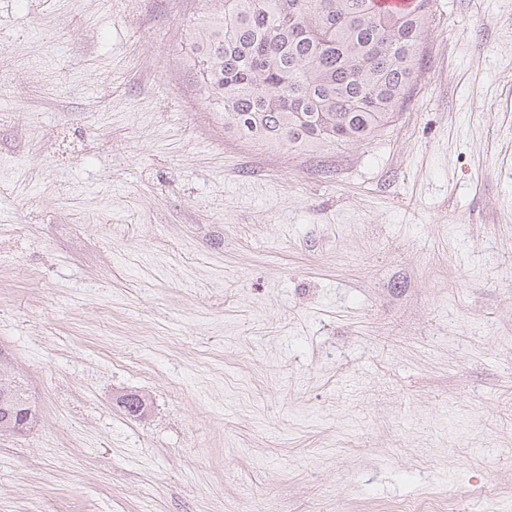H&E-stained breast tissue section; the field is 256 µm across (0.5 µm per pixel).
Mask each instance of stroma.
<instances>
[{
    "label": "stroma",
    "mask_w": 512,
    "mask_h": 512,
    "mask_svg": "<svg viewBox=\"0 0 512 512\" xmlns=\"http://www.w3.org/2000/svg\"><path fill=\"white\" fill-rule=\"evenodd\" d=\"M223 4L0 0V512H512V0L324 151L225 131ZM31 408L27 388L20 382L14 381L11 391L7 395L0 394V420L1 437L5 435L21 434L25 431V423L29 417L18 422L15 426L12 423H5V417L10 416L12 419H18L20 414Z\"/></svg>",
    "instance_id": "1"
}]
</instances>
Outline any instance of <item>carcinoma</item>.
Here are the masks:
<instances>
[{"label": "carcinoma", "mask_w": 512, "mask_h": 512, "mask_svg": "<svg viewBox=\"0 0 512 512\" xmlns=\"http://www.w3.org/2000/svg\"><path fill=\"white\" fill-rule=\"evenodd\" d=\"M436 10V0L410 12L377 0H224L194 32L200 74L228 131L296 151L364 142L403 110ZM29 408L19 382L0 394V420Z\"/></svg>", "instance_id": "obj_1"}]
</instances>
